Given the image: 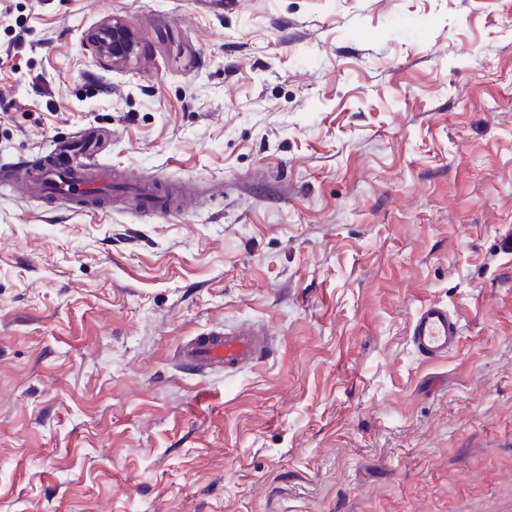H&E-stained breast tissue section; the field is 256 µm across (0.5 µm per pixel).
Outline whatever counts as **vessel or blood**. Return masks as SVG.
<instances>
[{"instance_id": "b4317fda", "label": "vessel or blood", "mask_w": 512, "mask_h": 512, "mask_svg": "<svg viewBox=\"0 0 512 512\" xmlns=\"http://www.w3.org/2000/svg\"><path fill=\"white\" fill-rule=\"evenodd\" d=\"M28 192L53 208L79 210L91 205L95 196L107 189L105 169L90 164L75 170L68 166L43 163L26 169L20 176ZM187 197L184 187L171 185L159 188L152 179L141 180L135 190L138 207L158 212L177 208ZM409 342L416 354L426 362L448 358L463 338L459 316L440 302L423 304L413 316ZM266 344L258 330L249 326L210 329L188 337L180 347L182 363L202 373L222 371L234 374L243 366L258 361Z\"/></svg>"}]
</instances>
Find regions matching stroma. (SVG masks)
<instances>
[{"mask_svg": "<svg viewBox=\"0 0 512 512\" xmlns=\"http://www.w3.org/2000/svg\"><path fill=\"white\" fill-rule=\"evenodd\" d=\"M83 130L194 196L13 182ZM244 321L261 362L178 367ZM0 512H512V0H0ZM94 57L120 69L137 55L139 39L122 19L112 16L101 20L85 35ZM188 197L184 187L170 185L159 188L151 178L142 179L133 197L139 208H150L154 211H172ZM408 336L424 362H437L448 358L462 344V323L448 305L427 302L413 316Z\"/></svg>", "mask_w": 512, "mask_h": 512, "instance_id": "1", "label": "stroma"}]
</instances>
